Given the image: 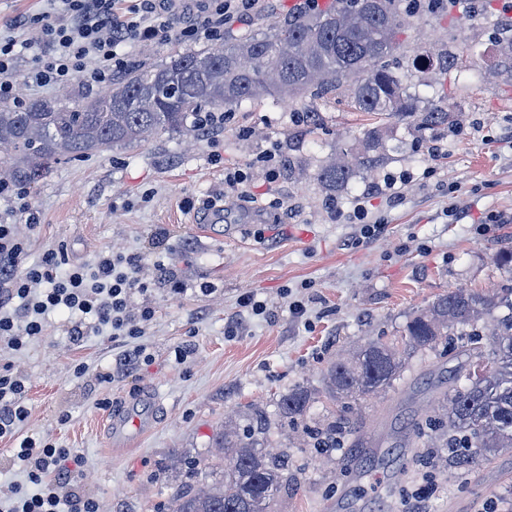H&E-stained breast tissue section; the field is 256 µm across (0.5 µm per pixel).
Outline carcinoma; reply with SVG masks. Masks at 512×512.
<instances>
[{
  "mask_svg": "<svg viewBox=\"0 0 512 512\" xmlns=\"http://www.w3.org/2000/svg\"><path fill=\"white\" fill-rule=\"evenodd\" d=\"M415 0H338L331 13H302L258 37L246 35L198 52L174 49L159 63L131 62L112 78L108 93L78 100L30 99L0 106V168L28 182L38 181L63 159H82L111 151L162 132L180 131L192 121L203 134L199 115L208 107L232 108L264 96L292 98L311 92L318 98L336 93L342 79L358 77L354 108L369 115L410 120L418 131L435 135L454 124L446 109L418 112L406 94L392 58L400 52L398 34ZM363 150L341 152L320 166L316 179L336 192L357 172L379 158L380 128L363 138ZM496 315L488 342L479 323ZM456 332L472 337L464 352L465 383L447 382L429 409V440L412 445L399 440L387 455L397 461L410 446L466 448L453 453L457 467L477 459L490 461L512 449V287L487 295L457 290L442 295L410 319L402 347L371 341L359 352L336 360L327 370L325 389L334 401L377 393L393 385L405 355L434 351ZM310 397L296 389L281 399L282 414L304 416ZM345 421L316 432L317 446L336 447V431ZM234 452L220 478L195 485L212 460L184 462L193 481L178 488L177 512H278L288 492L287 464L281 455L245 441L236 426L224 425V446Z\"/></svg>",
  "mask_w": 512,
  "mask_h": 512,
  "instance_id": "carcinoma-1",
  "label": "carcinoma"
}]
</instances>
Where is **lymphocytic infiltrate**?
<instances>
[{
    "label": "lymphocytic infiltrate",
    "instance_id": "1",
    "mask_svg": "<svg viewBox=\"0 0 512 512\" xmlns=\"http://www.w3.org/2000/svg\"><path fill=\"white\" fill-rule=\"evenodd\" d=\"M53 11L16 19L0 33V101H17L13 75L20 53L37 49L44 63L34 66L28 82L48 88L82 81L108 87L126 63L129 47L175 34L183 40L219 41L224 26L252 7L254 0H60ZM28 241L15 225L0 224V340L14 350L41 335L44 318L55 311L93 316L92 324H71L73 344L88 333L111 338L140 335L151 319L149 307H134L135 295L149 286L139 276V255L100 253L93 266H67L63 249L47 250L26 265ZM26 385L8 363L0 364V440L17 439L13 456L26 473L14 485L7 512H100L97 500L81 495L85 459L45 438H17L26 421Z\"/></svg>",
    "mask_w": 512,
    "mask_h": 512
}]
</instances>
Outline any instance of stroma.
<instances>
[{
	"label": "stroma",
	"mask_w": 512,
	"mask_h": 512,
	"mask_svg": "<svg viewBox=\"0 0 512 512\" xmlns=\"http://www.w3.org/2000/svg\"><path fill=\"white\" fill-rule=\"evenodd\" d=\"M299 0H259L251 14L224 27L228 38L262 33L297 15ZM512 11L421 8L399 35L406 53L400 76L419 108L453 107L457 126L423 138L407 122H374L355 111L343 79L338 96L243 102L221 131L166 132L88 158L53 165L26 200L41 217L22 224L18 203L0 201V222L28 239V260L65 249L74 264L99 253L141 254L150 285L136 305L152 308L139 340L106 335L73 344L74 315L50 314L41 336L21 350L0 345L27 381V420L19 436L52 439L83 456L80 488L102 512H172L187 482L173 457H206L227 421L270 422L267 449L288 457L290 489L280 512H503L512 489V451L458 471L435 454H408L404 474L364 472L354 440L385 455L397 430L435 399V385L461 363L455 354L409 358L392 387L347 405L324 394L337 358L368 341H400L414 312L438 296L465 289L485 294L512 284L495 261L512 248V79L498 69L494 33ZM458 55L456 72L436 59ZM428 54L432 66L415 62ZM304 111L314 126L299 124ZM383 127L380 161L343 191L327 192L315 172L332 152ZM246 173L241 190L224 183ZM219 199L224 221L201 226L203 201ZM364 204L381 228L365 236L353 217ZM165 276H156L155 263ZM183 294H174L173 283ZM251 293L266 314L239 319L238 299ZM302 301L303 313L290 308ZM146 345L153 360L118 371L122 351ZM188 347L186 360L174 351ZM82 376H74L76 364ZM301 388L310 395L303 418L287 421L279 401ZM152 392V426L125 444L108 445L102 400L120 405ZM347 419L332 448L316 447L313 429Z\"/></svg>",
	"instance_id": "obj_1"
}]
</instances>
